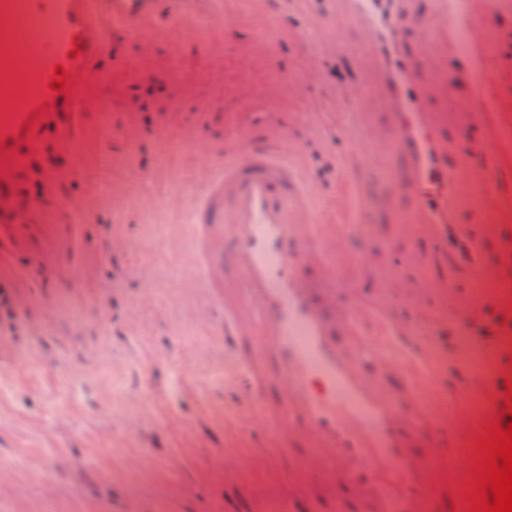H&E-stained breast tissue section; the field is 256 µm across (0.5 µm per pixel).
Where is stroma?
Segmentation results:
<instances>
[{"mask_svg":"<svg viewBox=\"0 0 512 512\" xmlns=\"http://www.w3.org/2000/svg\"><path fill=\"white\" fill-rule=\"evenodd\" d=\"M248 8L235 0L234 15L206 34L188 25L154 33V71L183 92L151 133L142 131L144 113L128 106L142 78L130 49L116 44L100 63L101 107L65 147L79 167L61 168L57 196L32 218L27 261L38 275L21 279L24 308L0 324V512H225L229 501L236 512H282L289 482L303 478L279 448L256 467L266 433L233 423L224 341L193 321L188 250L167 248L182 225L165 201L200 178L243 95L267 81L280 85L275 110L299 141L311 181L336 196L343 177L358 175L341 132L356 106L337 87L363 78L349 59L370 60L371 50L349 18L325 22L324 0H290L294 35L271 43ZM511 38L512 11L499 13L483 67L504 88L512 86L502 57ZM305 54L323 57L326 76L291 106ZM184 124L198 127L196 142L180 140ZM133 127L140 134L131 142ZM90 191L98 206L74 223ZM392 207L381 204L374 236L350 244L353 253L372 252L358 286L380 296L410 280L436 296L441 261L396 233ZM117 236L127 252L114 250ZM414 248L423 263H403ZM145 260L148 279L133 272ZM431 315L445 329L436 339L440 399L459 379L481 382L502 370L500 345L459 316Z\"/></svg>","mask_w":512,"mask_h":512,"instance_id":"stroma-1","label":"stroma"}]
</instances>
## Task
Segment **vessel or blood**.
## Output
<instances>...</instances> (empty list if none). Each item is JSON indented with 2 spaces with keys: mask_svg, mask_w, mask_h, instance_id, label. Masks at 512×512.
<instances>
[{
  "mask_svg": "<svg viewBox=\"0 0 512 512\" xmlns=\"http://www.w3.org/2000/svg\"><path fill=\"white\" fill-rule=\"evenodd\" d=\"M481 5L475 16L455 0L420 8L414 0H338L373 47V79L349 92L359 106L349 130L366 152L381 148L392 158L384 192L401 203L395 221L439 253L448 269L439 303L452 311L461 303L454 274L493 284L512 255L511 224L477 231L462 222L470 191L485 186L489 172L448 152L455 124L479 134L504 162L498 133L512 114L487 111L486 82L473 85L455 117L433 103L446 69L468 70L469 53L485 45L497 3ZM224 11L225 0H0L1 267L26 253L28 218L55 192L48 172L36 175L39 195L27 192L20 174L96 111L91 89L109 42L135 44L146 66L157 26H220ZM434 18L439 26H431ZM58 66L63 92L49 87ZM279 95L278 83L260 86L250 110L226 130L219 160L168 203L183 214L194 245L196 321L224 338V378L245 382L236 398L243 419L270 427L302 465L291 512H453V476L469 469L460 442L512 421L505 413L512 377L492 375L494 394L478 414L422 400L438 367L428 345L438 329L415 322L425 321L430 305L410 284L380 298L330 287L336 266L352 273L369 266L368 257L351 256L347 227L369 226L377 198L345 185V221L329 222L299 148L262 109ZM492 317L511 329L512 304L475 294L467 320Z\"/></svg>",
  "mask_w": 512,
  "mask_h": 512,
  "instance_id": "1",
  "label": "vessel or blood"
}]
</instances>
